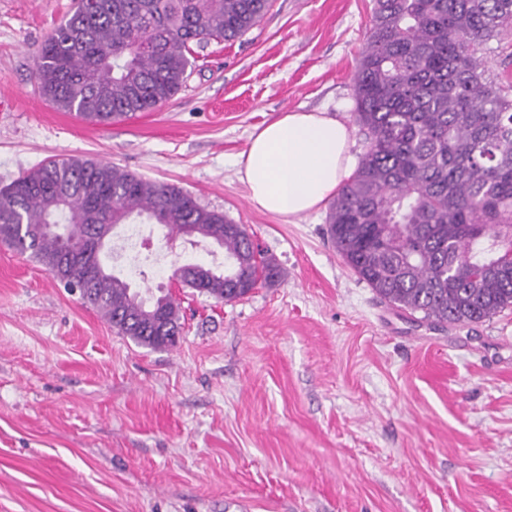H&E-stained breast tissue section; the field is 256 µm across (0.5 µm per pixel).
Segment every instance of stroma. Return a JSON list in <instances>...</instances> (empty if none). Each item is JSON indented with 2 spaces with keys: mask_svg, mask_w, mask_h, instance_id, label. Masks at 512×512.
Instances as JSON below:
<instances>
[{
  "mask_svg": "<svg viewBox=\"0 0 512 512\" xmlns=\"http://www.w3.org/2000/svg\"><path fill=\"white\" fill-rule=\"evenodd\" d=\"M372 0H272L198 52L171 101L108 125L39 93L35 54L73 0H0V187L52 156L174 184L244 225L287 276L224 303L180 286L224 251L147 225L176 347L117 335L78 292L0 244V512H512V308L434 326L381 301L326 235L327 208L256 210L236 162L290 111L345 123Z\"/></svg>",
  "mask_w": 512,
  "mask_h": 512,
  "instance_id": "35a3bbf8",
  "label": "stroma"
}]
</instances>
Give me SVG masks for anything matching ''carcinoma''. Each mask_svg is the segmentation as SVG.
Returning a JSON list of instances; mask_svg holds the SVG:
<instances>
[{
  "label": "carcinoma",
  "mask_w": 512,
  "mask_h": 512,
  "mask_svg": "<svg viewBox=\"0 0 512 512\" xmlns=\"http://www.w3.org/2000/svg\"><path fill=\"white\" fill-rule=\"evenodd\" d=\"M271 0H99L75 7L39 48V93L59 110L109 124L169 102L195 48L234 40ZM512 36V0H374L354 76L365 135L357 169L338 191L327 234L381 299L435 325H467L512 306V82L489 76L495 37ZM151 51L141 49V41ZM159 224L219 246L249 287L205 268L195 289L233 302L285 271L254 250L223 213L183 189L110 162L53 157L0 189V243L60 282L91 277L84 303L116 333L154 350V312L182 331L169 295L146 302L107 271L89 243L114 224ZM137 316L127 324L126 317Z\"/></svg>",
  "instance_id": "obj_1"
}]
</instances>
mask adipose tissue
I'll return each instance as SVG.
<instances>
[{
	"instance_id": "obj_1",
	"label": "adipose tissue",
	"mask_w": 512,
	"mask_h": 512,
	"mask_svg": "<svg viewBox=\"0 0 512 512\" xmlns=\"http://www.w3.org/2000/svg\"><path fill=\"white\" fill-rule=\"evenodd\" d=\"M347 126L319 112L292 111L255 128L238 162L251 205L294 217L334 196L354 164Z\"/></svg>"
}]
</instances>
